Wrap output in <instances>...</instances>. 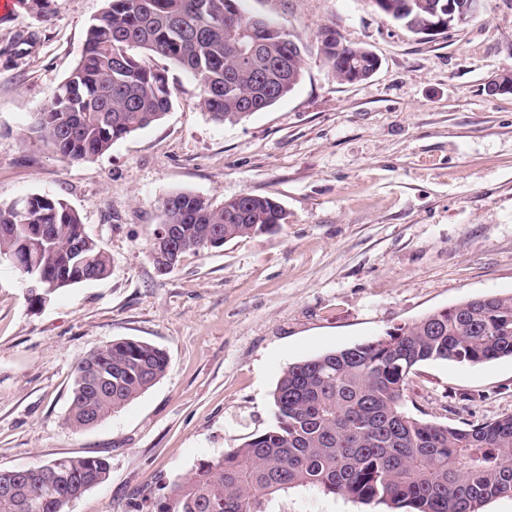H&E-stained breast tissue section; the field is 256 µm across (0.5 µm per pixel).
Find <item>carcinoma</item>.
Listing matches in <instances>:
<instances>
[{
	"label": "carcinoma",
	"mask_w": 512,
	"mask_h": 512,
	"mask_svg": "<svg viewBox=\"0 0 512 512\" xmlns=\"http://www.w3.org/2000/svg\"><path fill=\"white\" fill-rule=\"evenodd\" d=\"M89 25L85 49L38 112L34 138L69 163L92 162L114 142L159 122L172 105L159 58L198 83L212 120L234 122L287 97L299 84L309 45L250 13L245 0H106ZM385 17L420 35L448 17V0H370ZM335 29L317 35L338 81L371 65L370 50L349 46L336 60ZM159 224L179 231V256L215 241L253 237L282 223L271 196L215 204L176 192L159 206ZM24 277L47 295L108 276L112 259L60 198L32 195L0 206V258L23 248ZM512 357V295H486L435 310L385 336L292 363L272 393L273 424L241 447L200 461L174 483L155 512H266L265 497L313 487L392 512H480L512 496V415L467 428L410 415L404 392L429 361L478 364ZM169 361L159 348L114 340L77 365L67 421L95 425L154 386ZM100 457L61 458L0 479V512H67L83 479L109 477Z\"/></svg>",
	"instance_id": "carcinoma-1"
}]
</instances>
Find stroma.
Instances as JSON below:
<instances>
[{
	"label": "stroma",
	"instance_id": "1",
	"mask_svg": "<svg viewBox=\"0 0 512 512\" xmlns=\"http://www.w3.org/2000/svg\"><path fill=\"white\" fill-rule=\"evenodd\" d=\"M105 0H52L49 21L22 4L0 14V205L65 200L112 258L110 275L30 306L0 261V469L102 457L110 477L69 512H133L168 496L200 460L273 422L272 393L292 363L385 336L471 298L512 294V0L427 38L369 0H248L311 44L286 98L236 123L212 121L200 89L159 60L172 107L157 124L69 164L31 134L51 91L81 57ZM371 50L368 79L339 82L314 44L324 27ZM36 43L17 47L19 32ZM185 191L213 202L274 197L272 232L185 254L162 275L148 245L159 206ZM168 356L154 386L80 431L67 421L78 363L113 340ZM412 415L456 427L512 414V357L417 367ZM267 512H372L316 488L270 495Z\"/></svg>",
	"mask_w": 512,
	"mask_h": 512
}]
</instances>
